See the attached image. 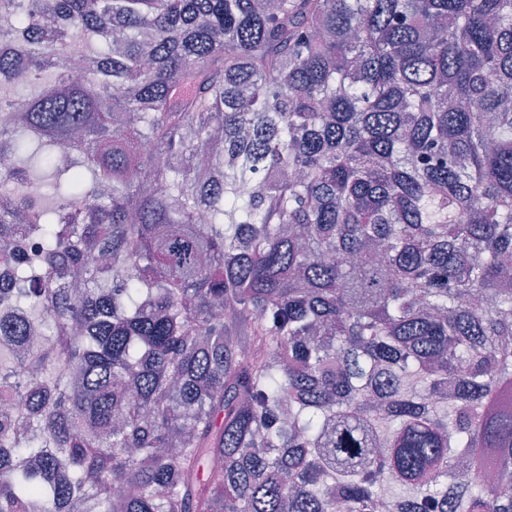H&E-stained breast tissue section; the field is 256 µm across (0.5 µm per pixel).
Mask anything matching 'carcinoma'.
I'll return each instance as SVG.
<instances>
[{
  "instance_id": "carcinoma-1",
  "label": "carcinoma",
  "mask_w": 512,
  "mask_h": 512,
  "mask_svg": "<svg viewBox=\"0 0 512 512\" xmlns=\"http://www.w3.org/2000/svg\"><path fill=\"white\" fill-rule=\"evenodd\" d=\"M2 99L0 512H512V0H0Z\"/></svg>"
}]
</instances>
